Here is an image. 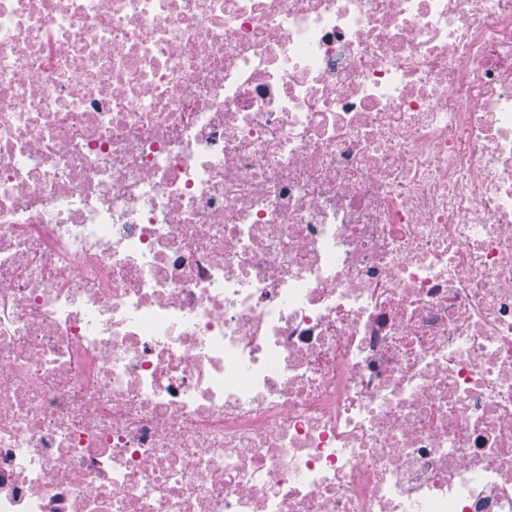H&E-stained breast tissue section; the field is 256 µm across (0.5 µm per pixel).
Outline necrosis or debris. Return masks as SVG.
<instances>
[{"label":"necrosis or debris","instance_id":"obj_1","mask_svg":"<svg viewBox=\"0 0 512 512\" xmlns=\"http://www.w3.org/2000/svg\"><path fill=\"white\" fill-rule=\"evenodd\" d=\"M0 512H512V0H0Z\"/></svg>","mask_w":512,"mask_h":512}]
</instances>
